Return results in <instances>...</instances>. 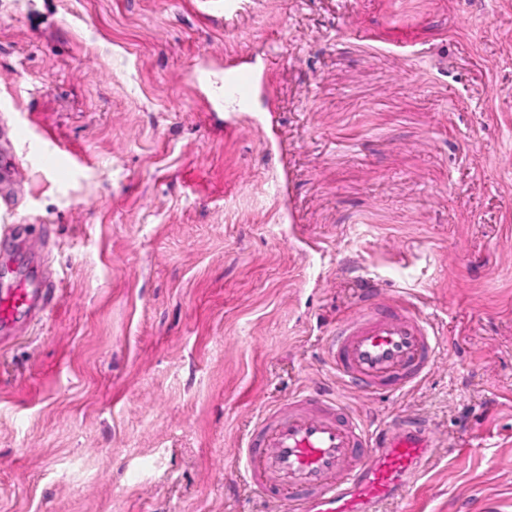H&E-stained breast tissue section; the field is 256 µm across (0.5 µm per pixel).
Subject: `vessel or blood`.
Segmentation results:
<instances>
[{
	"instance_id": "b4317fda",
	"label": "vessel or blood",
	"mask_w": 512,
	"mask_h": 512,
	"mask_svg": "<svg viewBox=\"0 0 512 512\" xmlns=\"http://www.w3.org/2000/svg\"><path fill=\"white\" fill-rule=\"evenodd\" d=\"M251 72L224 66V92L246 104ZM66 144L39 149L36 161L57 171L71 166ZM57 285L40 271L0 260V343L43 317ZM431 320L408 302L386 296L373 283L358 292L356 305L327 332L326 363L341 385L365 394L400 392L424 379L441 353ZM427 423L399 414L367 429L334 395L303 390L254 422L239 450L242 479L263 501L285 512H381L412 484L434 455Z\"/></svg>"
}]
</instances>
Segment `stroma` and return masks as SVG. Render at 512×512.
<instances>
[{"mask_svg": "<svg viewBox=\"0 0 512 512\" xmlns=\"http://www.w3.org/2000/svg\"><path fill=\"white\" fill-rule=\"evenodd\" d=\"M2 155L0 225L60 296L0 346V512H279L233 452L338 388L321 339L362 276L444 344L404 392L341 390L432 425L384 512H512V0H0ZM253 84L251 72L240 67L237 63L224 65V92L240 105H245L249 98ZM74 154L66 144L51 141L47 148H39L36 161L42 168L58 171L72 165Z\"/></svg>", "mask_w": 512, "mask_h": 512, "instance_id": "1", "label": "stroma"}]
</instances>
